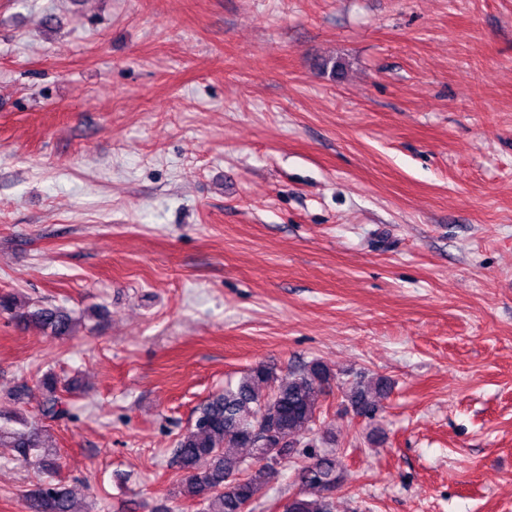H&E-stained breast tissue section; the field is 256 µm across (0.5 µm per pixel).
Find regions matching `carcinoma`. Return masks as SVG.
I'll list each match as a JSON object with an SVG mask.
<instances>
[{
    "mask_svg": "<svg viewBox=\"0 0 512 512\" xmlns=\"http://www.w3.org/2000/svg\"><path fill=\"white\" fill-rule=\"evenodd\" d=\"M33 320L61 338L73 333L76 319L62 307H41L21 317ZM332 374L315 360L278 378L257 364L233 386L196 409L194 424L176 441L173 456L183 471L178 495L192 500L201 512H245L278 467L306 459L298 469L299 489L283 505V512H333L331 495L340 488L343 468L338 453L312 451L303 439L314 434L319 398L331 388ZM46 392L44 412L60 413L58 381L46 373L38 381ZM392 389L383 377L345 394L356 414L374 417V397ZM11 448L13 459L43 470L56 466L54 449L45 446L42 427L10 430L0 425V444ZM248 453H242V450ZM206 466H200V462ZM29 512H78L61 481L38 483L26 495Z\"/></svg>",
    "mask_w": 512,
    "mask_h": 512,
    "instance_id": "cac0c4a2",
    "label": "carcinoma"
}]
</instances>
